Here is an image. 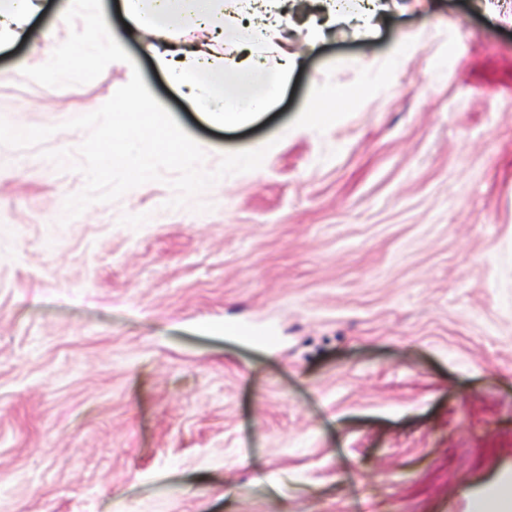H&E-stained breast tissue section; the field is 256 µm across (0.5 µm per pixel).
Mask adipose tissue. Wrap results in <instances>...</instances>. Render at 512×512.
Instances as JSON below:
<instances>
[{
    "label": "adipose tissue",
    "mask_w": 512,
    "mask_h": 512,
    "mask_svg": "<svg viewBox=\"0 0 512 512\" xmlns=\"http://www.w3.org/2000/svg\"><path fill=\"white\" fill-rule=\"evenodd\" d=\"M89 17L94 38L85 46V56L96 59L124 53L122 39L112 34L111 23L98 0H75ZM288 0H182V15L196 26L209 30L212 41L192 53L176 50L167 19L172 0H128L126 18L132 34L150 33L148 45L157 66L177 88L203 111L232 122L246 111H259L279 93L296 66L295 57L282 46V25ZM386 0H361L356 16H348L339 0H320V17L307 27V37L322 38L326 27L355 19L359 36L370 33L373 21L387 9ZM232 22L242 35L247 50L244 59L225 56L224 24ZM275 65H268L267 54Z\"/></svg>",
    "instance_id": "ef3b65f1"
}]
</instances>
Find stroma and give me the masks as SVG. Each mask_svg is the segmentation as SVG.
Here are the masks:
<instances>
[{
  "label": "stroma",
  "instance_id": "obj_1",
  "mask_svg": "<svg viewBox=\"0 0 512 512\" xmlns=\"http://www.w3.org/2000/svg\"><path fill=\"white\" fill-rule=\"evenodd\" d=\"M388 2L371 38L312 45L302 0L297 67L231 124L143 39L83 85L24 78L68 0L0 45V116L58 128L0 146V512H472L512 486V0ZM133 64L206 170L263 164L61 222L85 178L41 151L76 150L60 123Z\"/></svg>",
  "mask_w": 512,
  "mask_h": 512
}]
</instances>
